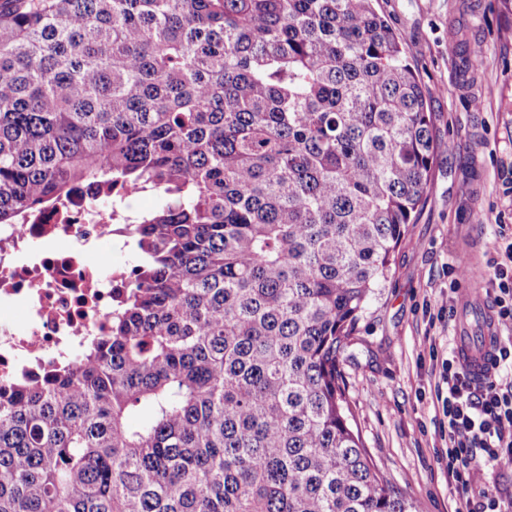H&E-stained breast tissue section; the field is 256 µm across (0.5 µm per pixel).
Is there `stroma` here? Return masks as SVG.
Instances as JSON below:
<instances>
[{"label": "stroma", "mask_w": 512, "mask_h": 512, "mask_svg": "<svg viewBox=\"0 0 512 512\" xmlns=\"http://www.w3.org/2000/svg\"><path fill=\"white\" fill-rule=\"evenodd\" d=\"M411 66L431 89L440 143L426 199L387 281L368 299L342 362L365 448L424 512H477L485 494L512 497V462L459 493L448 482V425L438 392L443 365L472 309L471 281L491 287L490 265L512 239V0H378ZM463 23L484 48L473 86L462 87L448 27ZM470 278L454 268L460 257Z\"/></svg>", "instance_id": "stroma-1"}]
</instances>
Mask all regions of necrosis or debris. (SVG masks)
Returning <instances> with one entry per match:
<instances>
[{"instance_id":"1","label":"necrosis or debris","mask_w":512,"mask_h":512,"mask_svg":"<svg viewBox=\"0 0 512 512\" xmlns=\"http://www.w3.org/2000/svg\"><path fill=\"white\" fill-rule=\"evenodd\" d=\"M80 187L67 203L0 224V385L37 380L79 359L110 333L112 314L137 269L127 220L130 196Z\"/></svg>"}]
</instances>
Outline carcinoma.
<instances>
[{
	"label": "carcinoma",
	"mask_w": 512,
	"mask_h": 512,
	"mask_svg": "<svg viewBox=\"0 0 512 512\" xmlns=\"http://www.w3.org/2000/svg\"><path fill=\"white\" fill-rule=\"evenodd\" d=\"M429 96L374 0H0V224L163 198L110 335L0 387V512H420L340 362L424 201Z\"/></svg>",
	"instance_id": "cac0c4a2"
}]
</instances>
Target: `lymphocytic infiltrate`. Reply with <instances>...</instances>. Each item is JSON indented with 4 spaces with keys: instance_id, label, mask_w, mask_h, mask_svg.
<instances>
[{
    "instance_id": "1",
    "label": "lymphocytic infiltrate",
    "mask_w": 512,
    "mask_h": 512,
    "mask_svg": "<svg viewBox=\"0 0 512 512\" xmlns=\"http://www.w3.org/2000/svg\"><path fill=\"white\" fill-rule=\"evenodd\" d=\"M493 313L500 326H512V242L494 261ZM512 341L496 342L491 367L483 378L471 377L457 359L445 365L448 420V479L460 491L485 483L490 465L512 461Z\"/></svg>"
}]
</instances>
